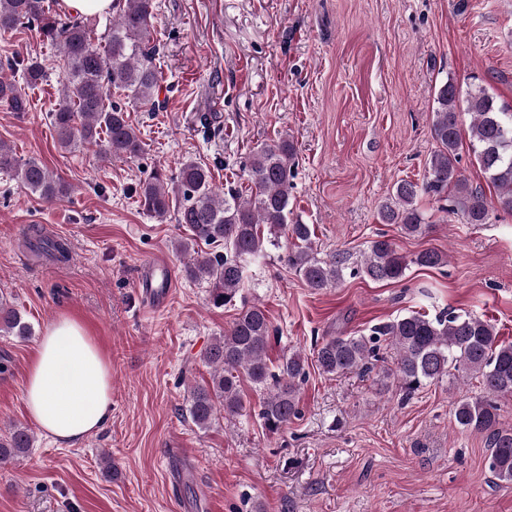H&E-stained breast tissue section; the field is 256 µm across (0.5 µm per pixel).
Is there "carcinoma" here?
I'll list each match as a JSON object with an SVG mask.
<instances>
[{
  "instance_id": "obj_1",
  "label": "carcinoma",
  "mask_w": 512,
  "mask_h": 512,
  "mask_svg": "<svg viewBox=\"0 0 512 512\" xmlns=\"http://www.w3.org/2000/svg\"><path fill=\"white\" fill-rule=\"evenodd\" d=\"M55 0H0V31L33 30L55 44L63 61V104L51 113L57 145L72 151L89 146L103 160L133 161L145 150L140 132L130 119V109L160 107L158 71L150 46L154 0H124L118 16L99 22H84L61 16L52 8ZM20 69L25 83L35 85L45 77L38 60L21 52L7 59ZM123 98L112 99V90ZM438 104L433 121L437 149L426 164L422 184L398 182L379 209L384 224H395L407 236H422L431 225L417 207L418 196L448 202L444 211L467 224H485L490 212L512 214V103L500 101L482 84L467 90L448 79L434 88ZM0 103L13 112H27L30 101L15 81L0 75ZM471 121L463 130L462 113ZM468 149L496 198L462 177L459 149L462 132ZM295 147L284 137L261 145L247 164L249 195L229 187L213 189L210 170L187 159L176 175L165 182L155 171L139 183L142 210L163 220L170 210L189 232L177 251L185 254L186 277L210 285V301L216 307L233 304L244 279L243 262L278 248L281 237L292 240L286 262L314 291L334 288L345 270L373 281L395 282L406 277L412 264L439 268L447 263L435 249L419 252L412 259L400 254L393 239L384 234L370 242L360 267L348 268V258L335 253L326 259L313 247L315 231L310 224L288 223L290 179L294 176ZM0 171L9 172L33 195L54 202L67 195L68 186L40 162H22L0 144ZM224 250L203 252L199 244ZM0 333L27 337L33 328L21 312L0 298ZM274 329L260 305L244 304L224 334L214 338L203 360L211 368L210 381L190 390L188 413L193 423L206 429L216 420L218 407L224 417L243 410L241 379L263 393L258 415L265 428L275 433L299 414V383L306 378L305 360L297 352L272 365L268 355ZM395 354V373L404 397L446 377L463 373L483 386L484 395L465 398L454 407L455 423L484 435L489 455L488 470L499 480L512 482V429L500 426L496 399L512 396V342L500 340L494 325L470 313L450 311L433 318L411 311L390 322L371 327L367 336H329L316 351L319 370L327 375L366 372L380 361L381 343ZM31 435L17 426L0 442V467L10 464L30 448Z\"/></svg>"
}]
</instances>
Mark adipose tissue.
<instances>
[{"label":"adipose tissue","instance_id":"ef3b65f1","mask_svg":"<svg viewBox=\"0 0 512 512\" xmlns=\"http://www.w3.org/2000/svg\"><path fill=\"white\" fill-rule=\"evenodd\" d=\"M23 401L55 443L73 446L103 428L112 410V370L79 320L61 314L45 328L27 368Z\"/></svg>","mask_w":512,"mask_h":512}]
</instances>
